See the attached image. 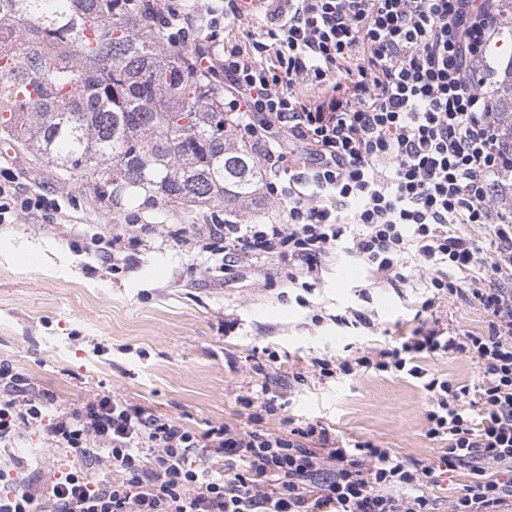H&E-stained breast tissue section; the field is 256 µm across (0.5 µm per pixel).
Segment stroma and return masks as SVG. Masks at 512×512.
<instances>
[{"label": "stroma", "mask_w": 512, "mask_h": 512, "mask_svg": "<svg viewBox=\"0 0 512 512\" xmlns=\"http://www.w3.org/2000/svg\"><path fill=\"white\" fill-rule=\"evenodd\" d=\"M0 183L55 199L49 214L0 223V361L9 362L56 405L121 396L204 434L241 425L237 395L260 384L283 393L287 412L318 420L344 439H371L401 455L437 460L442 444L425 435L427 400L410 379L367 373L292 380L312 357L342 358L350 344H384L409 335L418 288L372 291L347 258L323 269L307 305L297 289L265 286L258 263L225 281L221 256L177 245L172 231L202 225L204 213L131 203L115 211L88 186L64 181L0 135ZM140 224L126 244L131 260L112 271L96 241ZM371 310L374 334L336 324L345 307ZM321 322H313V315ZM233 329H225V322ZM265 363L255 373L254 362Z\"/></svg>", "instance_id": "1"}]
</instances>
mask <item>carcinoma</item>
Segmentation results:
<instances>
[{
  "label": "carcinoma",
  "instance_id": "1",
  "mask_svg": "<svg viewBox=\"0 0 512 512\" xmlns=\"http://www.w3.org/2000/svg\"><path fill=\"white\" fill-rule=\"evenodd\" d=\"M13 35L0 66V130L116 210L141 198L256 217L264 174L224 113L218 81L164 44L131 0H0ZM493 90L512 140V56Z\"/></svg>",
  "mask_w": 512,
  "mask_h": 512
}]
</instances>
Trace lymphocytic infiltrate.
<instances>
[{
    "label": "lymphocytic infiltrate",
    "instance_id": "lymphocytic-infiltrate-1",
    "mask_svg": "<svg viewBox=\"0 0 512 512\" xmlns=\"http://www.w3.org/2000/svg\"><path fill=\"white\" fill-rule=\"evenodd\" d=\"M498 0H144L170 45L224 77V109L272 175L282 209L265 224H214L202 251L225 270L266 261L310 292L345 254L368 288L421 284L410 335L340 359L320 379L399 372L420 384L437 462L371 440H342L286 413L268 386L238 396L241 426L199 435L119 397L58 408L0 362V512H436L444 474L471 475L448 512H512V145L500 136L489 77ZM253 25L245 45L226 27ZM460 300L486 331L444 324ZM470 358L468 387L423 358ZM278 418L282 432L263 428ZM44 428L69 470L35 472L14 448Z\"/></svg>",
    "mask_w": 512,
    "mask_h": 512
}]
</instances>
